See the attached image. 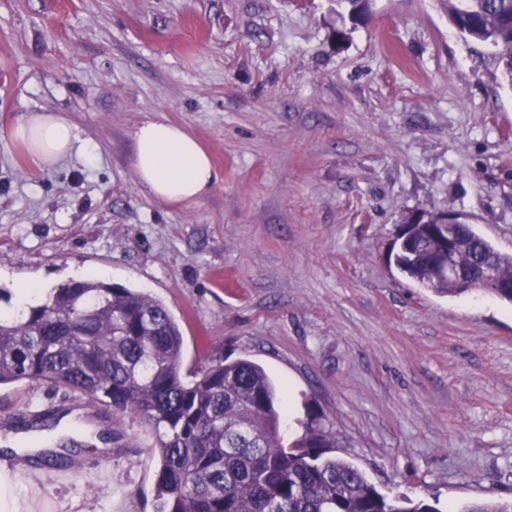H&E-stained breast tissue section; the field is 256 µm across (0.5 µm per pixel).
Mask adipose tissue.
<instances>
[{
    "instance_id": "adipose-tissue-1",
    "label": "adipose tissue",
    "mask_w": 512,
    "mask_h": 512,
    "mask_svg": "<svg viewBox=\"0 0 512 512\" xmlns=\"http://www.w3.org/2000/svg\"><path fill=\"white\" fill-rule=\"evenodd\" d=\"M10 136L44 168L67 157L78 146L74 126L55 114L23 119L13 127ZM132 168L137 182L153 196L174 203L203 198L218 179L203 145L172 123L147 121L137 128Z\"/></svg>"
}]
</instances>
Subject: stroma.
I'll return each instance as SVG.
<instances>
[{"label":"stroma","mask_w":512,"mask_h":512,"mask_svg":"<svg viewBox=\"0 0 512 512\" xmlns=\"http://www.w3.org/2000/svg\"><path fill=\"white\" fill-rule=\"evenodd\" d=\"M0 0V288L94 278L160 300L206 356L252 360L388 495L446 512L512 498V305L415 286L386 260L445 211L512 253V91L439 0ZM349 33L337 39V30ZM71 122L94 162L36 165L18 121ZM182 125L220 179L173 203L139 185L137 127ZM0 387L5 422L66 407ZM35 512H153L154 439L109 414Z\"/></svg>","instance_id":"35a3bbf8"}]
</instances>
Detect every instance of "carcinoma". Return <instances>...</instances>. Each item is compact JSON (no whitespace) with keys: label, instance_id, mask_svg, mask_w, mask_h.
<instances>
[{"label":"carcinoma","instance_id":"carcinoma-1","mask_svg":"<svg viewBox=\"0 0 512 512\" xmlns=\"http://www.w3.org/2000/svg\"><path fill=\"white\" fill-rule=\"evenodd\" d=\"M449 23L481 44L512 89V0H440ZM462 264L492 243L460 226ZM441 256L426 232L397 255L420 288L478 292L512 303V289L434 280ZM496 275L512 281V254L498 252ZM183 336L159 300L134 288L71 279L18 314L0 317V386L47 382L112 411L130 412L155 435L154 512H439L424 500L380 493L353 464L328 455L337 435L311 414L294 439L281 433L282 389L259 364L208 358L181 373ZM461 512H512L511 501Z\"/></svg>","mask_w":512,"mask_h":512}]
</instances>
